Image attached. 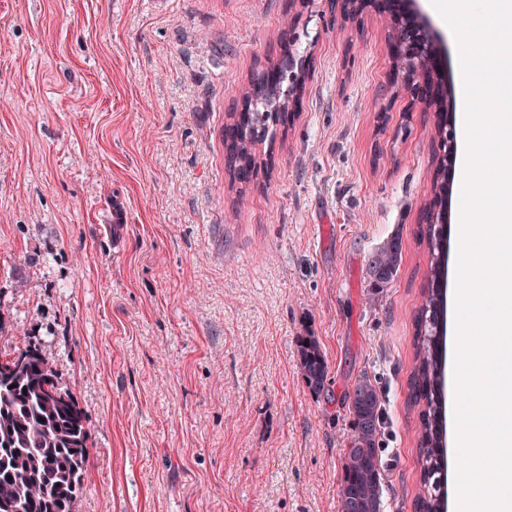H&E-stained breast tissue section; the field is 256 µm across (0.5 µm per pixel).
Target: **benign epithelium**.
<instances>
[{
    "label": "benign epithelium",
    "instance_id": "obj_1",
    "mask_svg": "<svg viewBox=\"0 0 512 512\" xmlns=\"http://www.w3.org/2000/svg\"><path fill=\"white\" fill-rule=\"evenodd\" d=\"M336 12L352 18L367 7L375 9L377 15L389 21L393 39L390 40V57L395 70L393 79L398 88L413 102L435 108V112L448 114L444 124L453 125L450 111V93L446 79L437 70L435 62L442 49V38L435 32L427 16L422 12L418 0H331ZM298 63L288 56L291 71L288 85V111H293L299 99L305 71L294 72ZM437 173L450 177L455 174L456 144L453 135L437 137Z\"/></svg>",
    "mask_w": 512,
    "mask_h": 512
}]
</instances>
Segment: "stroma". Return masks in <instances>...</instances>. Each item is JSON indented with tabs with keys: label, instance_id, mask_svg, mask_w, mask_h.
Segmentation results:
<instances>
[{
	"label": "stroma",
	"instance_id": "obj_1",
	"mask_svg": "<svg viewBox=\"0 0 512 512\" xmlns=\"http://www.w3.org/2000/svg\"><path fill=\"white\" fill-rule=\"evenodd\" d=\"M388 36L325 0H0V358L38 342L85 415L75 512H339L363 375L385 399L383 512H415L437 143ZM286 49L309 65L298 106L230 186L224 119ZM403 255L400 233H394L377 248L369 262V276L377 289L392 282L397 275ZM299 368L307 387L315 394L323 393L329 368L314 336H301L297 341Z\"/></svg>",
	"mask_w": 512,
	"mask_h": 512
}]
</instances>
